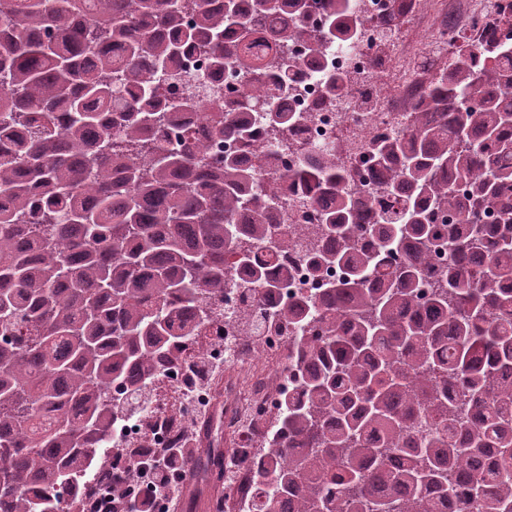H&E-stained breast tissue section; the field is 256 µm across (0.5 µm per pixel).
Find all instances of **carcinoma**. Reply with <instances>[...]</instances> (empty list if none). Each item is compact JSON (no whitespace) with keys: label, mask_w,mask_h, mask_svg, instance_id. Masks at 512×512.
Wrapping results in <instances>:
<instances>
[{"label":"carcinoma","mask_w":512,"mask_h":512,"mask_svg":"<svg viewBox=\"0 0 512 512\" xmlns=\"http://www.w3.org/2000/svg\"><path fill=\"white\" fill-rule=\"evenodd\" d=\"M392 2L375 22L360 0H0V512H67L183 341L233 319L259 336L254 310L220 302L243 283L263 307L288 287L285 181L210 143L248 151L264 126L268 149L289 146L311 115L279 100L304 67L339 100L350 75L330 52L399 28ZM504 27L452 43L408 124L368 145L381 207L335 151L297 149L291 181L331 199L303 233L324 288L272 312L295 330L293 382L256 463L259 512H512ZM294 41L307 61L288 58ZM189 54L241 94L215 112L170 97ZM170 467L224 478L179 448Z\"/></svg>","instance_id":"1"}]
</instances>
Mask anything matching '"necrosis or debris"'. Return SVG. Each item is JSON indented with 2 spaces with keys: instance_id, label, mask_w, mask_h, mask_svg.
<instances>
[{
  "instance_id": "necrosis-or-debris-1",
  "label": "necrosis or debris",
  "mask_w": 512,
  "mask_h": 512,
  "mask_svg": "<svg viewBox=\"0 0 512 512\" xmlns=\"http://www.w3.org/2000/svg\"><path fill=\"white\" fill-rule=\"evenodd\" d=\"M501 13H512V0H405L407 19L429 28L423 48H416L401 35H391L382 53L348 51L331 56L332 65L355 76L342 102L330 103L321 96V85L309 74H300L290 106L310 109L314 119L305 128L294 130L290 142L327 144L335 148L342 165L353 178L370 180L367 145L389 132L394 121L408 118L409 105L421 83L428 80L445 61L449 42L483 20L490 2ZM202 341H189L184 357H192L199 345L224 357L233 370L224 384V426L235 435L238 456L226 458L228 482L224 494L232 512H256L258 484L253 470L242 461L245 454L269 438L267 419L279 400V392L289 381L287 371L273 378H260L251 385L238 380L237 371L249 368L253 343L240 334L235 323L214 324L203 330ZM190 380L181 365L163 374V392L154 411L133 425L120 429V447H175L186 431L194 406L185 403Z\"/></svg>"
}]
</instances>
